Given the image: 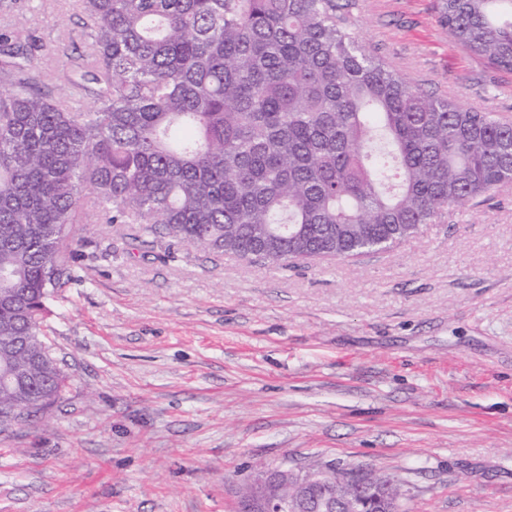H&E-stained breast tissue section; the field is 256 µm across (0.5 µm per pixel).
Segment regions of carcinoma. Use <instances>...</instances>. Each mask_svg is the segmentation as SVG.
<instances>
[{
	"label": "carcinoma",
	"instance_id": "1",
	"mask_svg": "<svg viewBox=\"0 0 512 512\" xmlns=\"http://www.w3.org/2000/svg\"><path fill=\"white\" fill-rule=\"evenodd\" d=\"M77 5L89 41L67 94L32 69L26 19L0 29V411L33 416L69 387L43 324L97 212L279 267L388 251L512 184V122L411 86L337 22L336 0ZM438 8L456 43L512 71V0ZM357 475L400 500L364 467L330 480Z\"/></svg>",
	"mask_w": 512,
	"mask_h": 512
}]
</instances>
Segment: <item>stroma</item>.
<instances>
[{
    "label": "stroma",
    "mask_w": 512,
    "mask_h": 512,
    "mask_svg": "<svg viewBox=\"0 0 512 512\" xmlns=\"http://www.w3.org/2000/svg\"><path fill=\"white\" fill-rule=\"evenodd\" d=\"M414 87L512 121V71L437 0H337ZM57 87L75 0H5ZM46 342L71 384L0 435V512H231L258 469L363 465L408 512H512V185L390 252L275 268L104 218L78 225Z\"/></svg>",
    "instance_id": "1"
}]
</instances>
